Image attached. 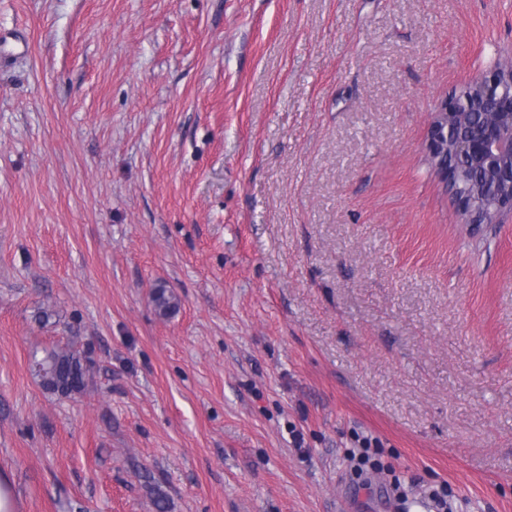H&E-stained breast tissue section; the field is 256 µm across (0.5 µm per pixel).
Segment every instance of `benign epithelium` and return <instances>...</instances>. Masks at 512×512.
I'll use <instances>...</instances> for the list:
<instances>
[{
  "label": "benign epithelium",
  "instance_id": "obj_1",
  "mask_svg": "<svg viewBox=\"0 0 512 512\" xmlns=\"http://www.w3.org/2000/svg\"><path fill=\"white\" fill-rule=\"evenodd\" d=\"M429 159L436 177L455 200L464 223L497 224L512 213V62L499 63L488 76H476L463 93L433 113L428 128ZM488 175L483 192L492 199L485 214L477 201L459 192L461 168L448 162V153Z\"/></svg>",
  "mask_w": 512,
  "mask_h": 512
}]
</instances>
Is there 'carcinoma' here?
Listing matches in <instances>:
<instances>
[{
    "instance_id": "1",
    "label": "carcinoma",
    "mask_w": 512,
    "mask_h": 512,
    "mask_svg": "<svg viewBox=\"0 0 512 512\" xmlns=\"http://www.w3.org/2000/svg\"><path fill=\"white\" fill-rule=\"evenodd\" d=\"M155 307L164 315L177 309L178 302L169 290L163 286L153 293ZM34 364L42 388L55 396L70 398L83 392L90 374L88 360L80 351L72 347L53 348L44 351Z\"/></svg>"
}]
</instances>
